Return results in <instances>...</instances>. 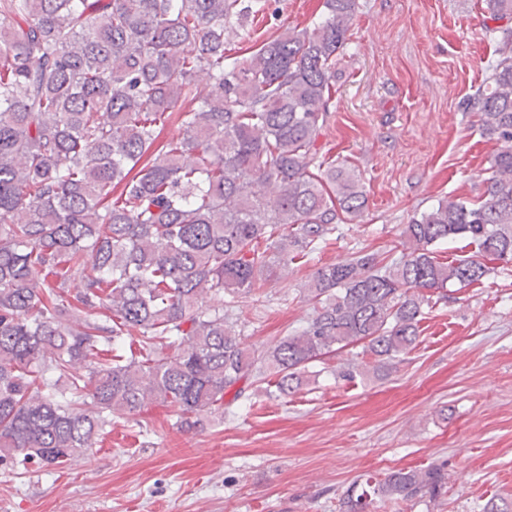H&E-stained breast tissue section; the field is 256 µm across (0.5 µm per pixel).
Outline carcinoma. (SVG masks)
Segmentation results:
<instances>
[{
    "label": "carcinoma",
    "instance_id": "obj_1",
    "mask_svg": "<svg viewBox=\"0 0 512 512\" xmlns=\"http://www.w3.org/2000/svg\"><path fill=\"white\" fill-rule=\"evenodd\" d=\"M512 22V0H484ZM265 0H0V461L55 467L114 417L159 401L189 431L264 373L296 391L309 366L359 346L383 372L416 347L424 291L479 284L512 262V31L480 126L499 145L484 192L405 225L396 259L318 268L307 325L242 347L233 299L285 277L367 208L358 172L310 170L358 0H323L226 62ZM204 72L208 82L198 88ZM177 120L183 137L159 141ZM468 238L478 255L441 262ZM138 335L137 349L124 347ZM173 352L156 357L155 341ZM438 468L399 469L339 498L366 512L441 495Z\"/></svg>",
    "mask_w": 512,
    "mask_h": 512
}]
</instances>
